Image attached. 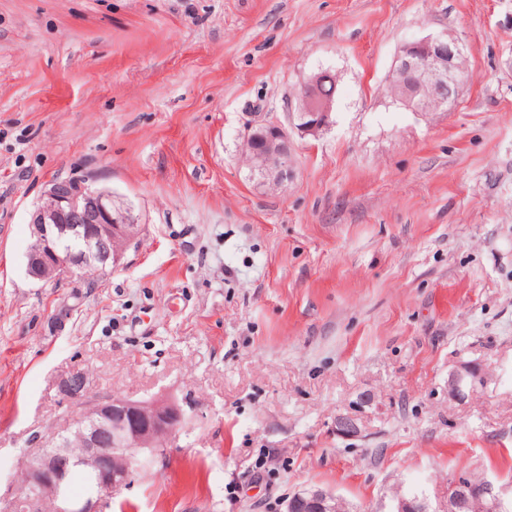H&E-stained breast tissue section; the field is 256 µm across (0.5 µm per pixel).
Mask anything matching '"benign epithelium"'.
I'll return each mask as SVG.
<instances>
[{"mask_svg": "<svg viewBox=\"0 0 512 512\" xmlns=\"http://www.w3.org/2000/svg\"><path fill=\"white\" fill-rule=\"evenodd\" d=\"M467 56L453 35L440 32L403 44L398 50L388 83L392 103L420 115L447 112L457 103L465 81ZM320 74L299 83L296 111L289 125L257 120L248 126L244 140L250 170L272 191L288 184L294 175L293 133L319 136L331 123L333 101L317 93ZM33 243L26 256V274L34 281L63 276L89 277L120 264L124 251L138 243L140 225L128 208L112 200V192L80 180L57 179L31 214ZM68 237L82 241L79 250H64ZM479 373L464 365L448 376V396L462 400ZM60 392L77 402L68 424L51 432L41 450L31 456L17 484L11 505L25 512H100L103 500L126 485L139 454L152 456L169 447L185 421L183 406L169 396L140 401L94 393L88 372L71 369L58 380ZM95 476L92 494L77 499L67 493L73 469ZM467 478L448 484V501L439 512H463L470 506L465 494ZM484 512H504L503 493L490 481L481 484ZM336 496L321 488L299 491L284 501V512H344ZM392 512H431L426 498L396 499Z\"/></svg>", "mask_w": 512, "mask_h": 512, "instance_id": "7a95c632", "label": "benign epithelium"}]
</instances>
